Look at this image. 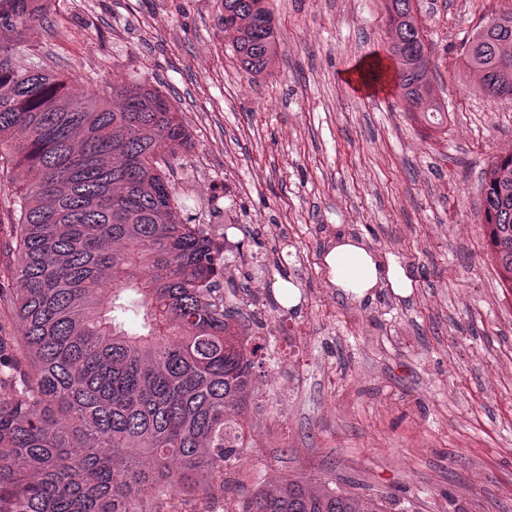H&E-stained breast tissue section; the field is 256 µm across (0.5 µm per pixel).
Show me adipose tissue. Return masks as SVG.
I'll return each instance as SVG.
<instances>
[{"label": "adipose tissue", "instance_id": "ef3b65f1", "mask_svg": "<svg viewBox=\"0 0 512 512\" xmlns=\"http://www.w3.org/2000/svg\"><path fill=\"white\" fill-rule=\"evenodd\" d=\"M321 262L330 283L360 301L372 297L374 288L383 284L401 297L411 295L416 284L411 268L393 255H378L362 239L351 235L337 237Z\"/></svg>", "mask_w": 512, "mask_h": 512}]
</instances>
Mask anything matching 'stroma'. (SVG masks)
Masks as SVG:
<instances>
[{
    "label": "stroma",
    "instance_id": "stroma-1",
    "mask_svg": "<svg viewBox=\"0 0 512 512\" xmlns=\"http://www.w3.org/2000/svg\"><path fill=\"white\" fill-rule=\"evenodd\" d=\"M277 55L246 74L222 0H51L42 64L86 91L119 74L159 86L193 131L169 177L186 216L224 243V296L263 350L247 446L226 501L307 476L388 497L390 512H512V290L479 216L488 166L512 153V99H493L461 49L512 0H418L443 126L392 80L384 0H269ZM410 266L403 298L356 302L328 281L337 233ZM301 300L281 303V282Z\"/></svg>",
    "mask_w": 512,
    "mask_h": 512
}]
</instances>
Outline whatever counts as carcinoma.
<instances>
[{
    "label": "carcinoma",
    "mask_w": 512,
    "mask_h": 512,
    "mask_svg": "<svg viewBox=\"0 0 512 512\" xmlns=\"http://www.w3.org/2000/svg\"><path fill=\"white\" fill-rule=\"evenodd\" d=\"M49 0H0V166L17 171L0 265V512H217L244 447L261 346L233 328L224 252L164 166L191 137L151 84L122 76L91 94L38 49ZM405 102L448 106L427 79L431 47L411 0H385ZM465 43L491 97H512V12ZM224 29L251 75L278 49L266 0H224ZM33 171L29 181L25 173ZM482 224L512 289V154L484 172ZM150 486L153 493L144 494ZM232 512H386L383 501L302 478L260 487Z\"/></svg>",
    "instance_id": "obj_1"
}]
</instances>
